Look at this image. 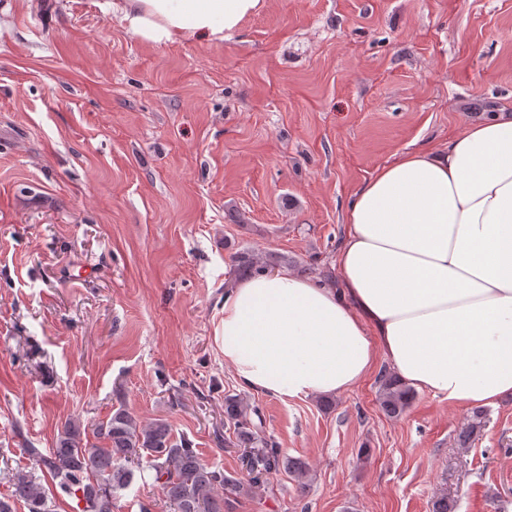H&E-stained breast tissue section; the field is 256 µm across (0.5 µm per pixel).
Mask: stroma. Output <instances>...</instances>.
<instances>
[{"mask_svg": "<svg viewBox=\"0 0 512 512\" xmlns=\"http://www.w3.org/2000/svg\"><path fill=\"white\" fill-rule=\"evenodd\" d=\"M512 116V0H266L232 39L158 45L98 0H0V495L71 419H164L244 482L228 512H512V396L242 389L219 333L243 249L341 287L354 193L408 148ZM309 467L248 489L225 394Z\"/></svg>", "mask_w": 512, "mask_h": 512, "instance_id": "1", "label": "stroma"}]
</instances>
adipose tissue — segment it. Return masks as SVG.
Returning a JSON list of instances; mask_svg holds the SVG:
<instances>
[{
	"label": "adipose tissue",
	"mask_w": 512,
	"mask_h": 512,
	"mask_svg": "<svg viewBox=\"0 0 512 512\" xmlns=\"http://www.w3.org/2000/svg\"><path fill=\"white\" fill-rule=\"evenodd\" d=\"M264 0H106L132 36L221 42ZM336 290L261 273L224 297V361L280 400L340 393L385 361L402 385L454 406L512 395V117L467 124L437 151H404L355 194Z\"/></svg>",
	"instance_id": "ef3b65f1"
}]
</instances>
